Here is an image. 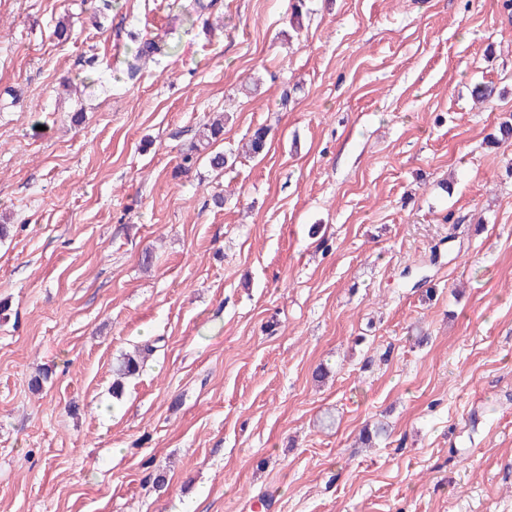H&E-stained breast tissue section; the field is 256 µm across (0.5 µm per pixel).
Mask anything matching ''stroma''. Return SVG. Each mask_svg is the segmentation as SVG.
I'll return each instance as SVG.
<instances>
[{"label": "stroma", "instance_id": "1", "mask_svg": "<svg viewBox=\"0 0 512 512\" xmlns=\"http://www.w3.org/2000/svg\"><path fill=\"white\" fill-rule=\"evenodd\" d=\"M288 12L0 0V512H512V6ZM145 349H136L134 354H126L114 370L115 379L112 383V394L118 397L123 390V379L139 373L140 364L145 360Z\"/></svg>", "mask_w": 512, "mask_h": 512}]
</instances>
